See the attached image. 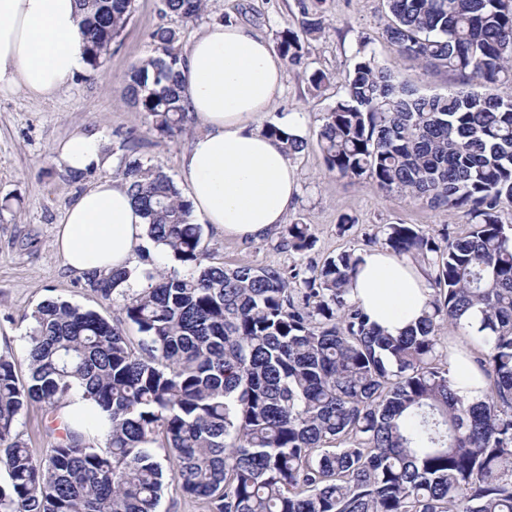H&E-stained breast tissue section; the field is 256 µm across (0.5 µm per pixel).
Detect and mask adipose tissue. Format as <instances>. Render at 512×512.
Returning <instances> with one entry per match:
<instances>
[{"label": "adipose tissue", "mask_w": 512, "mask_h": 512, "mask_svg": "<svg viewBox=\"0 0 512 512\" xmlns=\"http://www.w3.org/2000/svg\"><path fill=\"white\" fill-rule=\"evenodd\" d=\"M81 20L76 0H0V91L48 97L84 69ZM283 71L268 41L244 26L215 23L190 43L181 80L189 111L202 124L182 161L193 222L256 240L284 223L297 179L280 143L262 126ZM55 152L72 171L103 162L96 132H74ZM145 229L127 187L104 179L69 207L55 246L78 274L130 269ZM431 294L427 269L385 249L365 253L350 284L352 301L392 336L416 324ZM448 375L467 401L485 397V378L472 359L449 358Z\"/></svg>", "instance_id": "obj_1"}]
</instances>
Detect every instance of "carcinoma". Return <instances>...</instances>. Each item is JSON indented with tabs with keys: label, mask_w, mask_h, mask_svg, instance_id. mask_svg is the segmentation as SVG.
Returning a JSON list of instances; mask_svg holds the SVG:
<instances>
[{
	"label": "carcinoma",
	"mask_w": 512,
	"mask_h": 512,
	"mask_svg": "<svg viewBox=\"0 0 512 512\" xmlns=\"http://www.w3.org/2000/svg\"><path fill=\"white\" fill-rule=\"evenodd\" d=\"M206 0H163L184 19ZM87 65L97 70L129 22L132 0H78ZM299 29L277 48L300 66L324 22L299 0ZM383 37L426 70L455 75L443 95L410 89L362 53L345 94L322 116L328 172L368 180L434 210L463 212L471 230L438 236L386 224V248L434 273L428 310L387 335L349 297L362 261L344 251L291 284L272 266L209 264L203 229L159 166L125 162V183L148 239L186 269L85 273L84 286L121 298L123 328L66 300L33 311L29 381L0 356V512H158L164 489L206 512H512V0H387ZM153 54L126 75V95L171 136L189 109L178 34L150 35ZM287 155L307 140L269 123ZM309 226L287 225L280 247L301 254ZM470 343L491 388L466 402L448 378L443 326ZM109 426L105 446L65 427L35 458L12 436L31 401L55 409L77 389ZM172 467L164 468L156 449Z\"/></svg>",
	"instance_id": "carcinoma-1"
}]
</instances>
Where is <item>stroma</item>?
I'll return each instance as SVG.
<instances>
[{"label":"stroma","instance_id":"35a3bbf8","mask_svg":"<svg viewBox=\"0 0 512 512\" xmlns=\"http://www.w3.org/2000/svg\"><path fill=\"white\" fill-rule=\"evenodd\" d=\"M323 33L306 41L307 65L285 67L282 89L267 119L288 117L297 134L313 137L319 120L344 93L342 80L355 62L358 49L375 54L402 83L426 94H444L458 85L445 71H427L398 55L381 37L391 16L385 0H322ZM254 29L268 41L279 31L297 26L299 0H208L207 8L192 21L163 14L162 0H134L133 12L112 51L98 70L83 69L52 96L35 98L22 91L0 93V354L17 362L19 380H27L25 362L30 314L49 299H62L90 309L111 321H122L131 340H138L135 325L126 322L120 301H106L84 286L83 275L73 273L55 249L57 227L70 204L102 178L121 179L129 137H138L136 157L161 166L179 179L183 155L199 122L185 133L159 137L151 119L136 112L122 97L130 68L152 55L150 34L156 28L178 31L180 48L208 25L222 18ZM321 70L337 80L324 92L311 89L308 77ZM83 128L101 133L111 158L108 167L72 180L53 152L57 142ZM299 193L288 222L310 228L311 250L293 254L279 247V233L264 239L224 237L211 225L203 227V243L214 264L271 265L305 271L342 251L362 254L373 250V236L386 224H416L431 234L448 229L464 234L469 226L461 213L432 210L396 195H386L366 182L336 176L326 170L317 145L290 156ZM50 410L30 403L22 410L15 434L35 457H43L53 439L47 430Z\"/></svg>","mask_w":512,"mask_h":512}]
</instances>
